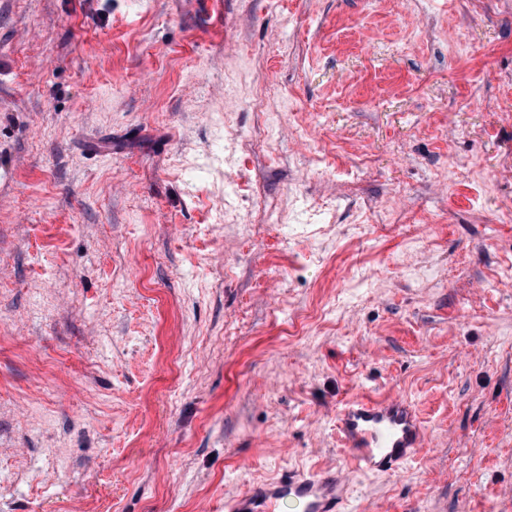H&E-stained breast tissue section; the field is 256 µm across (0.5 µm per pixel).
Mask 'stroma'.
<instances>
[{
  "label": "stroma",
  "instance_id": "1",
  "mask_svg": "<svg viewBox=\"0 0 512 512\" xmlns=\"http://www.w3.org/2000/svg\"><path fill=\"white\" fill-rule=\"evenodd\" d=\"M355 396L416 405L399 473ZM326 469L512 512V0H0V512ZM336 437L357 470L389 474L423 447L425 433L416 407L408 400L357 396L339 409Z\"/></svg>",
  "mask_w": 512,
  "mask_h": 512
}]
</instances>
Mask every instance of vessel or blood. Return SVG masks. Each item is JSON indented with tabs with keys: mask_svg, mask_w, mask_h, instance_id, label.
Here are the masks:
<instances>
[{
	"mask_svg": "<svg viewBox=\"0 0 512 512\" xmlns=\"http://www.w3.org/2000/svg\"><path fill=\"white\" fill-rule=\"evenodd\" d=\"M336 437L357 470L389 474L422 448L425 433L416 407L402 398L357 396L336 416ZM346 483L335 471L293 472L253 486L225 506L226 512H275L279 500H298L303 512H346Z\"/></svg>",
	"mask_w": 512,
	"mask_h": 512,
	"instance_id": "1",
	"label": "vessel or blood"
}]
</instances>
